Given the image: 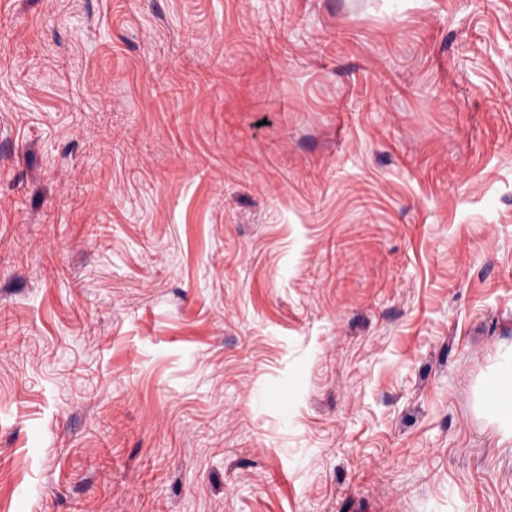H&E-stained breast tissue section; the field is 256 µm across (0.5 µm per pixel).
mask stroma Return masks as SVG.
I'll return each mask as SVG.
<instances>
[{"mask_svg":"<svg viewBox=\"0 0 512 512\" xmlns=\"http://www.w3.org/2000/svg\"><path fill=\"white\" fill-rule=\"evenodd\" d=\"M0 0V512H512V0ZM501 390L498 386L490 387L489 391L485 396V403L489 411L500 417L505 424L504 433L501 438V442H507L512 444V412H503L501 406Z\"/></svg>","mask_w":512,"mask_h":512,"instance_id":"obj_1","label":"stroma"}]
</instances>
